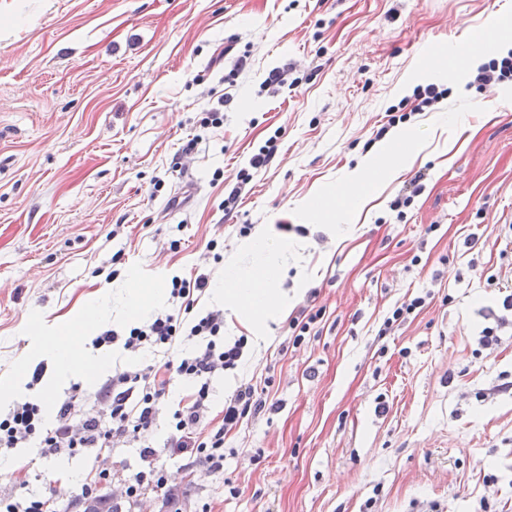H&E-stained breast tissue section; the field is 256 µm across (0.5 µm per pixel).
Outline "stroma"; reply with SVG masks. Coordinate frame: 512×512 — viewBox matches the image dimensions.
Segmentation results:
<instances>
[{
	"mask_svg": "<svg viewBox=\"0 0 512 512\" xmlns=\"http://www.w3.org/2000/svg\"><path fill=\"white\" fill-rule=\"evenodd\" d=\"M501 2L0 0V377L37 367L25 361L32 320L62 323L101 295L105 328L125 331L128 270L145 283L206 270L217 283L245 242L240 225L272 224L290 247L288 310L260 327L225 311V336L248 337L250 359L213 378L210 415L251 377H272L279 408L227 436L223 474L166 458L181 512H512V393L498 389L512 380V332L479 343L480 309L501 311L512 288V83L479 90L472 71L426 64L470 46ZM276 67L295 86L262 90ZM431 83L448 98L413 113L414 87ZM399 104L418 153L361 210L323 223L319 194L373 156ZM219 107L223 126L200 127ZM272 136L275 158L225 212L238 171ZM310 302L324 317L289 347V322ZM106 354L53 402L76 390L93 400L113 367L146 360ZM139 466L135 446L47 458L14 448L0 458V495L21 488L52 512H82L87 472ZM430 293L426 292L424 295H418L412 298L408 303H403L400 307L395 308L392 311L391 316H388L383 321L381 327L378 330L379 336H386L390 332L393 326L398 321H404L408 315L414 313L417 309H421L425 306L426 300L429 299Z\"/></svg>",
	"mask_w": 512,
	"mask_h": 512,
	"instance_id": "1",
	"label": "stroma"
}]
</instances>
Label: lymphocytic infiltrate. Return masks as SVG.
I'll list each match as a JSON object with an SVG mask.
<instances>
[{
    "instance_id": "obj_1",
    "label": "lymphocytic infiltrate",
    "mask_w": 512,
    "mask_h": 512,
    "mask_svg": "<svg viewBox=\"0 0 512 512\" xmlns=\"http://www.w3.org/2000/svg\"><path fill=\"white\" fill-rule=\"evenodd\" d=\"M207 273L187 280L172 277L170 310L130 326L123 333L103 330L93 341L97 347L119 346L123 350L164 352L162 364H144L135 370L113 371L95 395L101 411L80 413L77 396L58 403L55 420L44 425L40 406L26 401L13 406L0 418V449L22 448L37 441L42 455L62 452L76 454L84 448L112 451L138 442L143 432L156 422L162 400L171 381L189 385L171 415L167 450L184 453L201 473L217 475L224 471L226 436L243 421L258 418L266 409L265 389L252 382L241 383L224 401L220 423H212L208 409L214 376L242 366L248 355V339L234 340L224 335V312L194 310L195 298L210 287ZM141 470L124 478L100 470L85 478L79 487L82 497L96 493L102 483H112L129 506L141 505L147 493L168 487V476L157 451L142 447Z\"/></svg>"
}]
</instances>
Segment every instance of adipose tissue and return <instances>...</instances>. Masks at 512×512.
<instances>
[{"instance_id":"adipose-tissue-1","label":"adipose tissue","mask_w":512,"mask_h":512,"mask_svg":"<svg viewBox=\"0 0 512 512\" xmlns=\"http://www.w3.org/2000/svg\"><path fill=\"white\" fill-rule=\"evenodd\" d=\"M414 150V139L406 131L397 132L383 141L365 170L355 174L342 184L338 192L331 194L324 207L325 213L355 209L363 196L382 178L396 175L403 160ZM287 249V244L272 242L268 231H260L257 238L245 247L250 257L248 265H239L234 260L227 262L228 273L224 285L213 294L215 302L259 322L272 313L284 312L288 299L279 290L277 282L282 267L281 258ZM103 316L99 303L92 302L74 314L65 325L49 329L41 322H34L32 356L52 357L56 362L58 379L67 378L75 370V360L82 354L89 332Z\"/></svg>"}]
</instances>
